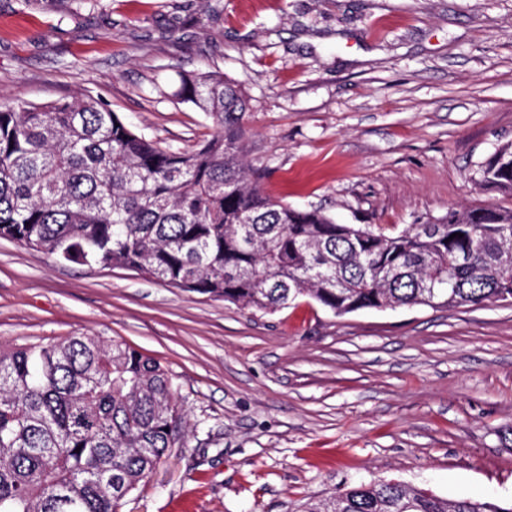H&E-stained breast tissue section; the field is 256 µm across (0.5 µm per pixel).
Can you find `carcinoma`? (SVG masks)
<instances>
[{"mask_svg":"<svg viewBox=\"0 0 512 512\" xmlns=\"http://www.w3.org/2000/svg\"><path fill=\"white\" fill-rule=\"evenodd\" d=\"M178 95L217 128L192 151L136 134L90 94L0 98V239L265 312L300 298L336 316L512 300V207L399 232L339 224L263 193L244 157L238 84L184 76ZM474 181L512 193V144ZM178 419L168 370L123 343L82 333L0 351V512H118L175 445ZM305 512H512V502L448 500L390 479Z\"/></svg>","mask_w":512,"mask_h":512,"instance_id":"obj_1","label":"carcinoma"}]
</instances>
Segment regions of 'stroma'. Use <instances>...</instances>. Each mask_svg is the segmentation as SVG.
Segmentation results:
<instances>
[{"label":"stroma","mask_w":512,"mask_h":512,"mask_svg":"<svg viewBox=\"0 0 512 512\" xmlns=\"http://www.w3.org/2000/svg\"><path fill=\"white\" fill-rule=\"evenodd\" d=\"M0 0V97L97 98L196 149L177 91L223 72L273 200L400 231L512 207L476 167L512 143V0ZM77 332L165 366L181 439L120 512H304L360 482L512 499V303L265 313L0 239V348Z\"/></svg>","instance_id":"1"}]
</instances>
